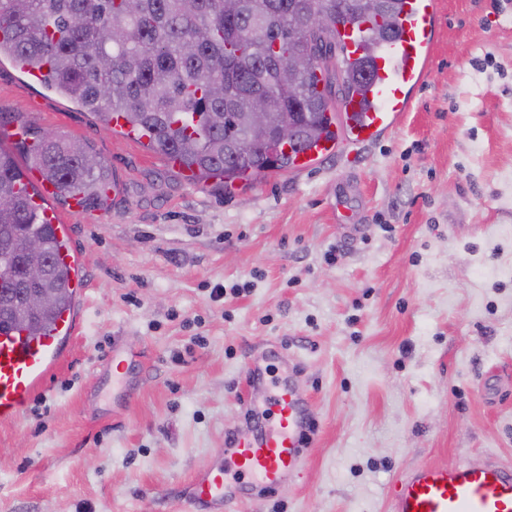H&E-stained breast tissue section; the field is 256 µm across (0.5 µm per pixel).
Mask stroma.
Segmentation results:
<instances>
[{"instance_id":"35a3bbf8","label":"stroma","mask_w":512,"mask_h":512,"mask_svg":"<svg viewBox=\"0 0 512 512\" xmlns=\"http://www.w3.org/2000/svg\"><path fill=\"white\" fill-rule=\"evenodd\" d=\"M439 3L395 130L229 190L0 62V121L88 143L118 184L105 208L57 209L86 321L0 423V512H179L175 490L244 423L255 351L302 362L319 430L302 471L237 512H391L417 465L512 467V0Z\"/></svg>"}]
</instances>
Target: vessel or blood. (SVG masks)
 I'll use <instances>...</instances> for the list:
<instances>
[{
    "mask_svg": "<svg viewBox=\"0 0 512 512\" xmlns=\"http://www.w3.org/2000/svg\"><path fill=\"white\" fill-rule=\"evenodd\" d=\"M397 37L370 46L363 24H338L342 62L371 53L374 68L364 91L345 96L337 106L335 138H324L296 153L294 171L312 168L320 157L343 146H363L393 130L409 111L412 93L432 58L436 0H402ZM59 251L70 267L74 297L53 327L40 336L0 331V422L16 421L31 397L45 390L82 328L87 288L79 255L69 243L67 225L56 227ZM301 366L284 362L271 374L261 354L247 363L244 427L225 435L224 447L176 491L181 512H225L287 483L305 465L318 424L300 382ZM392 512H512V468L462 461L454 466L419 465L389 490Z\"/></svg>",
    "mask_w": 512,
    "mask_h": 512,
    "instance_id": "obj_1",
    "label": "vessel or blood"
}]
</instances>
